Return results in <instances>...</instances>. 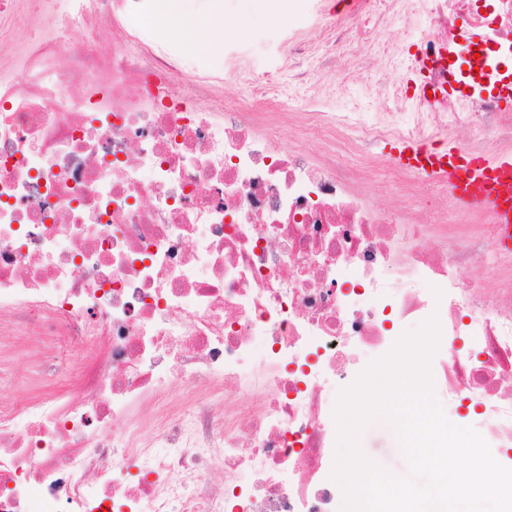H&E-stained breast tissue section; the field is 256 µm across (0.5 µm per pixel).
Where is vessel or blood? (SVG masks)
<instances>
[{
	"label": "vessel or blood",
	"instance_id": "vessel-or-blood-1",
	"mask_svg": "<svg viewBox=\"0 0 512 512\" xmlns=\"http://www.w3.org/2000/svg\"><path fill=\"white\" fill-rule=\"evenodd\" d=\"M401 163L447 180L456 204L474 206L494 213L498 223L512 225V210L502 202L512 194V151L496 156H477L451 148H428L401 140Z\"/></svg>",
	"mask_w": 512,
	"mask_h": 512
}]
</instances>
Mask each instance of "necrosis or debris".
<instances>
[{
	"mask_svg": "<svg viewBox=\"0 0 512 512\" xmlns=\"http://www.w3.org/2000/svg\"><path fill=\"white\" fill-rule=\"evenodd\" d=\"M144 2L0 0V387L22 359L54 380L0 394V512H336L339 394L433 316L446 417L512 452L497 224L451 229L412 192L388 210L367 193L383 137L481 155L460 138L480 123L512 141L496 96L428 102L396 77L424 59L441 87L440 54L476 39L511 60L512 0H361L350 20L314 16L320 39L282 41L261 72L249 48L198 61L131 25ZM378 45L380 117L333 110L337 56ZM284 71L318 88L302 111L268 95Z\"/></svg>",
	"mask_w": 512,
	"mask_h": 512,
	"instance_id": "necrosis-or-debris-1",
	"label": "necrosis or debris"
}]
</instances>
